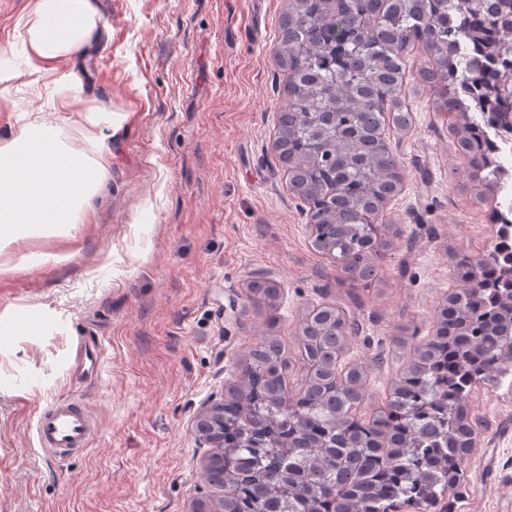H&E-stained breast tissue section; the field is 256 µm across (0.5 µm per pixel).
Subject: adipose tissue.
Segmentation results:
<instances>
[{
  "instance_id": "1",
  "label": "adipose tissue",
  "mask_w": 512,
  "mask_h": 512,
  "mask_svg": "<svg viewBox=\"0 0 512 512\" xmlns=\"http://www.w3.org/2000/svg\"><path fill=\"white\" fill-rule=\"evenodd\" d=\"M17 26L34 60L32 88L51 76L52 63L75 59L109 38L100 24L99 0H35ZM124 120L117 112L104 121L89 113L82 151L61 140L59 127L36 118L0 142V250L31 230L81 223L105 178L109 142Z\"/></svg>"
}]
</instances>
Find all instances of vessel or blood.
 <instances>
[{"instance_id":"obj_1","label":"vessel or blood","mask_w":512,"mask_h":512,"mask_svg":"<svg viewBox=\"0 0 512 512\" xmlns=\"http://www.w3.org/2000/svg\"><path fill=\"white\" fill-rule=\"evenodd\" d=\"M94 432L90 412L73 400H59L43 411L36 422L42 450L64 454L87 448Z\"/></svg>"}]
</instances>
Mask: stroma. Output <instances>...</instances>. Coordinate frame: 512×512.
Returning a JSON list of instances; mask_svg holds the SVG:
<instances>
[{"label":"stroma","instance_id":"35a3bbf8","mask_svg":"<svg viewBox=\"0 0 512 512\" xmlns=\"http://www.w3.org/2000/svg\"><path fill=\"white\" fill-rule=\"evenodd\" d=\"M32 0H0V140L30 116L60 127L79 149L90 109L127 119L82 224L36 231L0 251V311L36 324L0 345V512H189L218 490L201 477L206 447L193 420L238 380L260 336L281 337L304 375L297 327L310 307L342 310L359 332L347 360L364 363L362 412L385 406L434 310L458 285L457 267L496 238L491 194L454 146L455 115L432 109L420 51L407 57L402 100L413 118L388 130L405 181L385 207L392 247L371 283H354L312 245L301 202L272 151L285 103L273 60L286 0H99L110 34L87 61H58L31 91L28 49L15 28ZM78 76L69 96L57 84ZM61 264L29 267L26 256ZM279 284L265 316L224 320L247 287ZM103 337L100 374L72 376L81 339ZM73 399L94 415L89 446L58 457L38 445V415ZM487 422L466 466L458 512H512V391L474 388Z\"/></svg>","mask_w":512,"mask_h":512}]
</instances>
